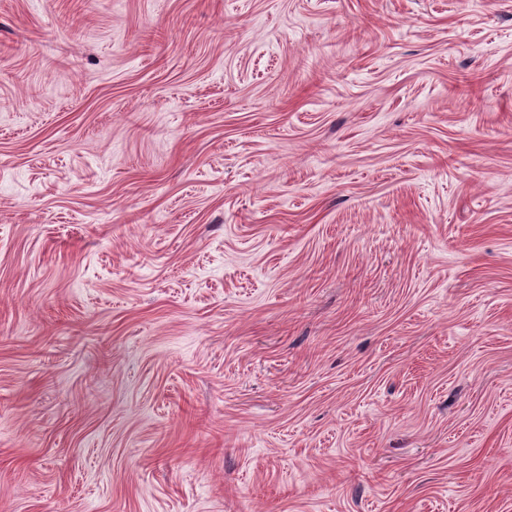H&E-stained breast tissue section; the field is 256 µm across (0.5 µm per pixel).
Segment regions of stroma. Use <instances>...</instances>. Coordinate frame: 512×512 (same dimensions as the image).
Here are the masks:
<instances>
[{"mask_svg": "<svg viewBox=\"0 0 512 512\" xmlns=\"http://www.w3.org/2000/svg\"><path fill=\"white\" fill-rule=\"evenodd\" d=\"M0 512H512V0H0Z\"/></svg>", "mask_w": 512, "mask_h": 512, "instance_id": "1", "label": "stroma"}]
</instances>
